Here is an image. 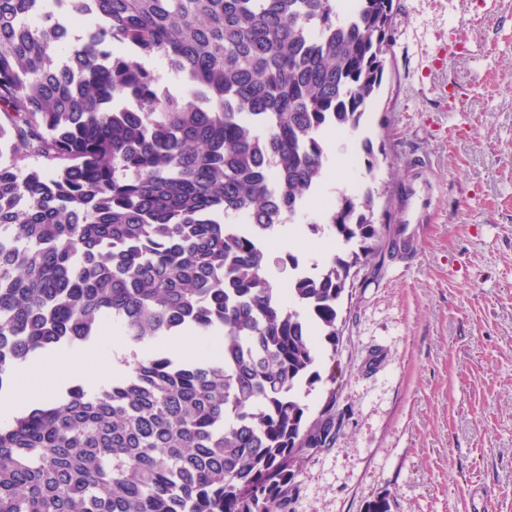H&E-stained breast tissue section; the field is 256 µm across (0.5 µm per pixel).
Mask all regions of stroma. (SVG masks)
<instances>
[{"label":"stroma","instance_id":"35a3bbf8","mask_svg":"<svg viewBox=\"0 0 512 512\" xmlns=\"http://www.w3.org/2000/svg\"><path fill=\"white\" fill-rule=\"evenodd\" d=\"M393 41L362 133H327L342 157L326 171L308 221L354 191L364 166L350 159L362 137L384 149L375 185L385 222L397 224L409 160L438 174L434 220L417 254H377L351 270L335 357L305 397L309 418L336 411L333 447L301 468L290 512H512V0H394ZM264 247L277 282L285 253L314 261L324 238L290 230ZM91 350L85 376L60 362ZM110 340L33 358L56 372L54 391L93 389L112 370Z\"/></svg>","mask_w":512,"mask_h":512}]
</instances>
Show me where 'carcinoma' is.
Instances as JSON below:
<instances>
[{"label":"carcinoma","instance_id":"cac0c4a2","mask_svg":"<svg viewBox=\"0 0 512 512\" xmlns=\"http://www.w3.org/2000/svg\"><path fill=\"white\" fill-rule=\"evenodd\" d=\"M394 0H0V391L112 321L126 374L0 417V512H288L336 413L299 391L352 268L394 228L374 179L320 224L352 246L288 281L262 242L360 131ZM187 78L158 89L144 60ZM32 160L23 168L19 162ZM222 332L216 359L164 342Z\"/></svg>","mask_w":512,"mask_h":512}]
</instances>
